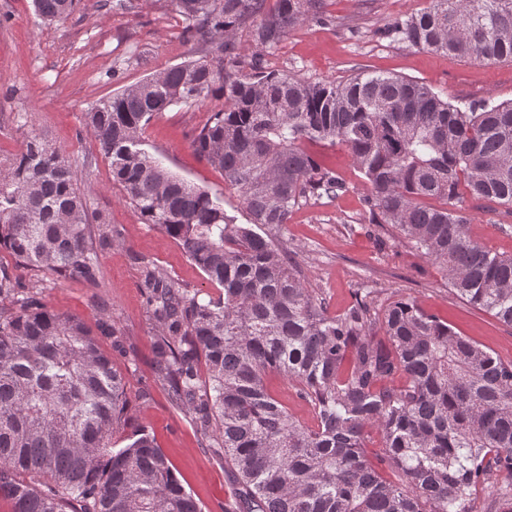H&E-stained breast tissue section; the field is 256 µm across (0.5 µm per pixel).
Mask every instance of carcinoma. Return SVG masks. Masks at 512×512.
<instances>
[{"instance_id":"cac0c4a2","label":"carcinoma","mask_w":512,"mask_h":512,"mask_svg":"<svg viewBox=\"0 0 512 512\" xmlns=\"http://www.w3.org/2000/svg\"><path fill=\"white\" fill-rule=\"evenodd\" d=\"M266 2L175 0L205 55L85 113L124 198L219 290L191 295L143 263L155 374L224 457L234 479L225 512H475L480 485L492 502L512 497V363L411 300L379 307L357 291L330 312L283 237L294 209L348 191L305 143L343 145L370 186L369 222L395 230L461 298L512 326V257L470 237L467 205L512 214V100L460 106L398 75L335 83L271 70L265 52L328 16L324 0ZM33 6L52 20L75 0ZM384 34L512 62V0H429ZM208 100L221 105L192 147L239 193L242 222L140 148L155 115ZM96 221L59 149L34 135L0 157V249L15 269L99 287L98 251L116 232ZM100 336L124 340L115 322L94 331L0 265V499L10 512H202L147 430L113 447L127 384ZM270 372L295 385L314 426L268 391ZM371 428L381 436L373 455Z\"/></svg>"}]
</instances>
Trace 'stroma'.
Masks as SVG:
<instances>
[{
	"mask_svg": "<svg viewBox=\"0 0 512 512\" xmlns=\"http://www.w3.org/2000/svg\"><path fill=\"white\" fill-rule=\"evenodd\" d=\"M78 0L72 13L52 23L35 15L32 0H0V154L23 148L39 135L69 156L91 211L103 214L120 241L100 251L102 284L54 281L21 272L23 286L40 285L58 311L94 327L112 318L126 340L115 349L101 345L128 380L126 431L145 428L170 461L174 473L200 503L202 512H224L233 483L222 458L205 448L191 418L176 410L156 380L152 364L154 332L141 288L140 260L153 262L188 291L218 290L180 246L143 223L112 178L111 162L84 124L99 100L184 61L198 49L184 34L173 0ZM428 0H326L331 21L290 31L266 54L269 67L314 81L347 80L358 69L392 72L440 92L452 103L491 97L512 99V62L482 63L423 51L386 38L394 18L423 10ZM213 102L172 106L156 115L141 134L142 146L178 177L219 196L228 211L241 201L221 171L199 159L192 132ZM336 168L349 190L323 205L295 209L285 232L310 288L326 299L330 312L342 310L356 290L374 291L381 303L415 298L461 336L502 362H512V326L473 307L449 286L442 272L394 231L369 223L362 200L370 187L341 146L316 147ZM471 237L491 252L512 256V216L475 210Z\"/></svg>",
	"mask_w": 512,
	"mask_h": 512,
	"instance_id": "1",
	"label": "stroma"
}]
</instances>
